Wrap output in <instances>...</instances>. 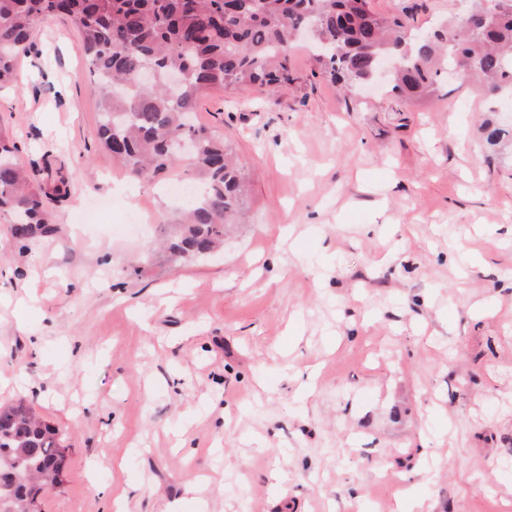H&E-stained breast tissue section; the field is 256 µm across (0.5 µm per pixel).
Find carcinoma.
<instances>
[{
  "instance_id": "obj_1",
  "label": "carcinoma",
  "mask_w": 512,
  "mask_h": 512,
  "mask_svg": "<svg viewBox=\"0 0 512 512\" xmlns=\"http://www.w3.org/2000/svg\"><path fill=\"white\" fill-rule=\"evenodd\" d=\"M57 16L78 29L102 106L103 147L133 176L151 180L182 161L177 141L194 143L192 169L202 191L166 225L164 248L175 261L224 243V226L244 206V183L224 140L190 120L209 89L275 88L292 81L288 48L306 28L325 77L349 88L369 80L377 61L398 59L391 90L409 102L433 91L442 70L457 69L490 93L512 87V0L491 13L477 7L426 40H404L406 13L379 17L369 0H0V84L15 78L35 27ZM150 70V86L138 82ZM183 74L169 86L166 76ZM491 146L512 142V128L491 129ZM0 136V212L21 244L54 233L44 198ZM64 452L57 431L30 403L0 406V512H31L38 494L61 483Z\"/></svg>"
}]
</instances>
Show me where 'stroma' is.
<instances>
[{"mask_svg":"<svg viewBox=\"0 0 512 512\" xmlns=\"http://www.w3.org/2000/svg\"><path fill=\"white\" fill-rule=\"evenodd\" d=\"M432 28L448 0H369ZM292 82L209 90L245 210L207 258L169 262L174 175L104 149L82 38L40 25L0 87V134L55 234L0 215V404L66 448L41 512H512V112L472 81L400 104L337 89L307 46Z\"/></svg>","mask_w":512,"mask_h":512,"instance_id":"obj_1","label":"stroma"}]
</instances>
